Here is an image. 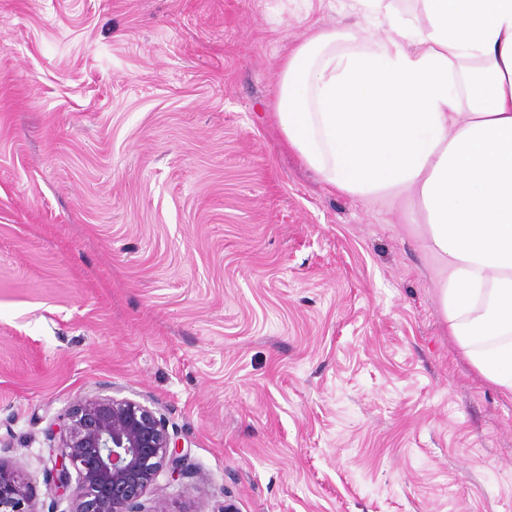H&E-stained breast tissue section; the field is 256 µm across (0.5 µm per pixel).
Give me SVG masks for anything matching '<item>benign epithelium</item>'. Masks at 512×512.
Masks as SVG:
<instances>
[{
  "label": "benign epithelium",
  "instance_id": "obj_1",
  "mask_svg": "<svg viewBox=\"0 0 512 512\" xmlns=\"http://www.w3.org/2000/svg\"><path fill=\"white\" fill-rule=\"evenodd\" d=\"M49 434H58L45 481L70 512H170L143 497L159 477L188 475V456L163 417L130 399L97 396L73 404ZM0 512H38L33 488L0 461Z\"/></svg>",
  "mask_w": 512,
  "mask_h": 512
}]
</instances>
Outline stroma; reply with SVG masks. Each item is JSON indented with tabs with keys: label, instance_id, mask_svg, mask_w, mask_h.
<instances>
[{
	"label": "stroma",
	"instance_id": "obj_1",
	"mask_svg": "<svg viewBox=\"0 0 512 512\" xmlns=\"http://www.w3.org/2000/svg\"><path fill=\"white\" fill-rule=\"evenodd\" d=\"M353 0H0V459L141 402L170 512H512V397L462 355L390 201L326 187L272 115Z\"/></svg>",
	"mask_w": 512,
	"mask_h": 512
}]
</instances>
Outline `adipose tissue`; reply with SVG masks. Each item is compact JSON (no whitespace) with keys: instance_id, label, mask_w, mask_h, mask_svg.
Instances as JSON below:
<instances>
[{"instance_id":"adipose-tissue-1","label":"adipose tissue","mask_w":512,"mask_h":512,"mask_svg":"<svg viewBox=\"0 0 512 512\" xmlns=\"http://www.w3.org/2000/svg\"><path fill=\"white\" fill-rule=\"evenodd\" d=\"M355 2L282 61L275 119L330 188L418 219L451 336L512 395V0Z\"/></svg>"}]
</instances>
